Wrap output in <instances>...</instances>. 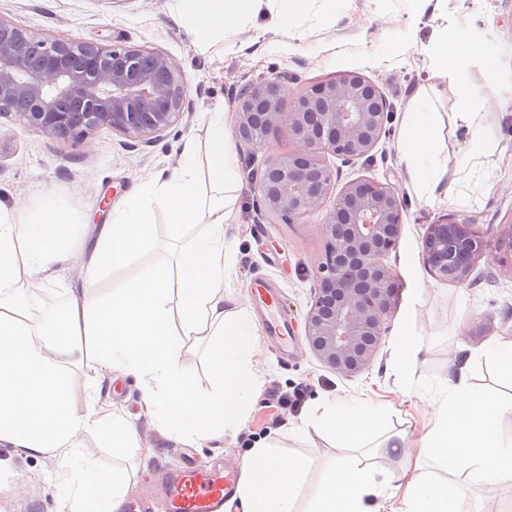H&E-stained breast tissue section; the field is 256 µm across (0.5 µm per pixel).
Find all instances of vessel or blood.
<instances>
[{
    "label": "vessel or blood",
    "instance_id": "vessel-or-blood-1",
    "mask_svg": "<svg viewBox=\"0 0 512 512\" xmlns=\"http://www.w3.org/2000/svg\"><path fill=\"white\" fill-rule=\"evenodd\" d=\"M257 299L268 313L264 323L266 335L281 348L292 346L295 338L291 324L281 314L279 290L271 284H261ZM239 479V471L234 467L200 469L189 466L162 473L160 512H221L225 502L234 497Z\"/></svg>",
    "mask_w": 512,
    "mask_h": 512
}]
</instances>
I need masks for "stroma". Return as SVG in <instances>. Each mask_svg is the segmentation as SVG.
<instances>
[{"label": "stroma", "instance_id": "35a3bbf8", "mask_svg": "<svg viewBox=\"0 0 512 512\" xmlns=\"http://www.w3.org/2000/svg\"><path fill=\"white\" fill-rule=\"evenodd\" d=\"M169 0H0V18L48 38H68L101 45L124 44L165 53L181 66L187 100L179 122L153 146L125 148L121 134L98 129L88 145L75 146L0 117V203L26 204L55 193L68 198L74 214L88 227L109 223L111 212L100 201H119L135 185L158 171H172L185 143L204 142L208 114L217 104L234 110L242 87L261 80L278 81L299 92L337 72L354 70L373 81L394 114L389 137L372 159L351 164L330 158L339 183L356 178L390 180L407 203L399 244L388 258L400 284L398 302L384 317L385 335L371 366L343 377L325 368L310 351L304 318L312 299L314 274L323 251L319 217L293 224L270 220L256 209L248 170L254 153L237 135L229 141L237 157L236 202L224 227L234 252L228 294L237 309L254 323L264 311L253 290L267 282L280 289L293 323L297 345L281 355L275 344L259 337L253 371L260 382L257 404L234 434L183 443L170 437L146 411L142 390L131 377L111 382L84 362L65 366L76 405H84L86 387L96 383L102 400L128 415L139 438L138 449L113 457L95 434L79 437L80 453L104 467L119 466L130 478L129 499L142 512H154L159 490L153 471L179 466L183 457L208 467L230 457L242 459L254 444L278 439L284 451L302 454L321 469L338 453L317 433L296 436L302 420L320 412L324 403L359 399L370 394L386 409L387 422L411 436L421 435L432 409L420 396L428 389L453 383L459 371L450 358L460 350H477L489 339H512V276L503 273L495 250L505 224L512 222V0H349L332 13L325 0H308L298 25L286 30L269 12L241 26L225 39L224 58L211 62L192 34L179 26ZM462 25L466 40L478 42L479 55H460L449 70L435 57L444 28ZM496 72L487 75V62ZM436 93L439 114L436 136L446 166L443 186L453 199L428 205L412 186L401 152L402 126L420 92ZM479 112L492 135L494 150L483 156L480 171H459L457 160L467 137L457 114L462 103ZM450 217L471 222L484 232L490 247L478 260L468 285L436 280L422 260V239L428 224ZM174 233L163 211L153 215V241L126 265L105 273L98 295L122 287L145 268L169 261ZM408 329L419 348L418 361L404 376L391 367L396 334ZM307 387L298 415L273 424L270 387L282 391ZM67 468L51 454H34L0 443V512H60Z\"/></svg>", "mask_w": 512, "mask_h": 512}]
</instances>
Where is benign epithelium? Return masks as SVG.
<instances>
[{
	"mask_svg": "<svg viewBox=\"0 0 512 512\" xmlns=\"http://www.w3.org/2000/svg\"><path fill=\"white\" fill-rule=\"evenodd\" d=\"M185 100L184 74L165 54L42 38L0 19V116L79 145L101 127L147 145L178 122ZM235 113L236 133L256 148L280 135L301 144L266 156L251 175L259 210L290 222L323 209L337 178L326 157H370L392 120L379 88L354 70L289 95L276 81L251 83ZM404 208L395 184L358 178L343 186L321 224L324 250L305 336L338 375L369 368L384 336L398 292L385 259L397 249ZM488 246L474 225L445 218L428 225L422 255L436 277L448 278L451 265L454 282L464 285Z\"/></svg>",
	"mask_w": 512,
	"mask_h": 512,
	"instance_id": "obj_1",
	"label": "benign epithelium"
}]
</instances>
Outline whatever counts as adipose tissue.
Wrapping results in <instances>:
<instances>
[{
  "instance_id": "ef3b65f1",
  "label": "adipose tissue",
  "mask_w": 512,
  "mask_h": 512,
  "mask_svg": "<svg viewBox=\"0 0 512 512\" xmlns=\"http://www.w3.org/2000/svg\"><path fill=\"white\" fill-rule=\"evenodd\" d=\"M177 23L202 48L257 15L264 0H174ZM438 114L419 94L404 125V157L424 193H434L445 167L438 159ZM223 112L211 113L206 155L186 144L169 174L141 181L112 209L98 231L81 293L57 304L39 298L43 278L67 262L85 240V224L58 195L24 208L0 204V442L50 453L68 468L69 512H121L129 478L102 470L77 452V438L95 433L117 450L138 446L134 423L89 391L77 408L61 359L90 355L96 367L134 376L144 405L180 440L237 431L254 403L259 381L252 320L229 305V245L224 226L235 202L229 189L236 160ZM167 213L175 233L191 230L176 261L143 271L130 284L98 297L101 275L126 264L152 242L153 213ZM41 316L32 320L30 308ZM210 339V391H200L180 365L189 342ZM431 427L419 438L382 431L383 409L371 400H338L304 428L336 447L362 451L353 464L334 460L316 482L312 462L284 454L276 444L249 449L238 487L240 512H458L478 485L512 482V394L474 387L466 375L435 391ZM403 459L399 481L384 477L376 459L386 449Z\"/></svg>"
}]
</instances>
